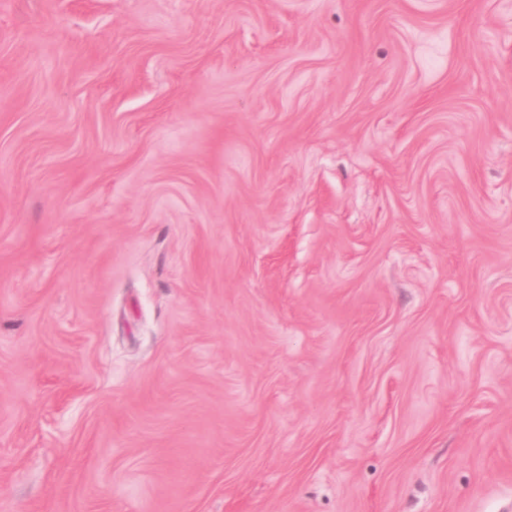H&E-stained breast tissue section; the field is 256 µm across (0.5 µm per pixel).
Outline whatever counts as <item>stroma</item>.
Masks as SVG:
<instances>
[{"mask_svg":"<svg viewBox=\"0 0 512 512\" xmlns=\"http://www.w3.org/2000/svg\"><path fill=\"white\" fill-rule=\"evenodd\" d=\"M0 512H512V0H0Z\"/></svg>","mask_w":512,"mask_h":512,"instance_id":"1","label":"stroma"}]
</instances>
